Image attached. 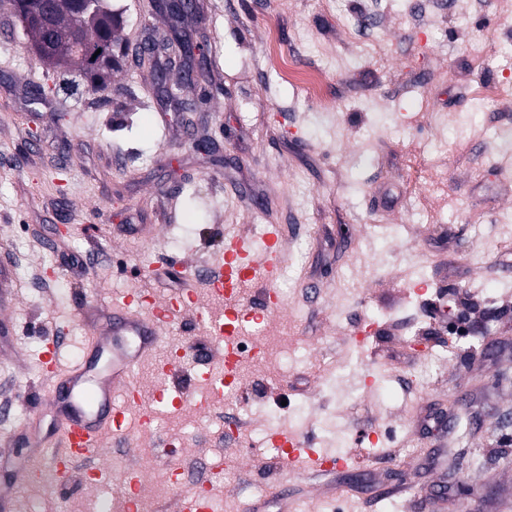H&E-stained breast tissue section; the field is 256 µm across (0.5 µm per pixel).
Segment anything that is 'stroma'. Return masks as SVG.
Here are the masks:
<instances>
[{
	"label": "stroma",
	"mask_w": 512,
	"mask_h": 512,
	"mask_svg": "<svg viewBox=\"0 0 512 512\" xmlns=\"http://www.w3.org/2000/svg\"><path fill=\"white\" fill-rule=\"evenodd\" d=\"M130 42H160L150 0H112ZM185 27L205 46V79L167 104L157 61L130 60L112 88L47 74L0 0V433L20 461L29 422L48 426V343L67 368L87 338L84 314L121 293L164 304L182 272L206 266L236 234L253 249L275 225L287 262L282 367L237 380L238 406L198 407L209 387L150 427L90 458L107 480L86 490L12 486L8 512H113L132 460L148 463L153 512L215 468L218 512H512V98L489 106L488 81L512 83V0H195ZM298 67L325 75L323 102L267 68L269 29ZM210 138L205 155L194 140ZM69 227L67 235L57 225ZM352 461L329 475L282 477L274 431ZM167 456L197 449L189 478L157 482Z\"/></svg>",
	"instance_id": "obj_1"
}]
</instances>
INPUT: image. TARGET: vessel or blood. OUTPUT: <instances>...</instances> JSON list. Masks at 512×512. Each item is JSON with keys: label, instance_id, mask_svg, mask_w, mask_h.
<instances>
[{"label": "vessel or blood", "instance_id": "b4317fda", "mask_svg": "<svg viewBox=\"0 0 512 512\" xmlns=\"http://www.w3.org/2000/svg\"><path fill=\"white\" fill-rule=\"evenodd\" d=\"M275 226H267L264 248L253 253L248 242L229 238L223 259L208 264L203 294L176 293L164 308L144 311V295L113 296L105 327H92L87 355L67 371H60L55 348L49 347L40 359L48 378H65L63 395L51 396L56 426L52 433L37 437L43 453L56 467L74 468L102 447L107 436L122 434L130 409L141 411V422L151 425L154 409L143 407L134 377L145 362H153L157 373L174 378L182 370L180 355L167 351L162 336L165 324L175 321L186 306H193L196 322L207 341L222 343L246 334L277 312L282 302L274 282L286 262ZM255 281L265 296L263 307L251 310L240 300L244 282ZM280 449L279 468L288 473L296 461L307 460L318 474L347 469L342 457L318 454L305 441L292 435L274 434ZM144 479L139 467L129 468L123 485L122 512H136L134 493ZM209 495L197 491L177 500L176 512H212Z\"/></svg>", "mask_w": 512, "mask_h": 512}]
</instances>
